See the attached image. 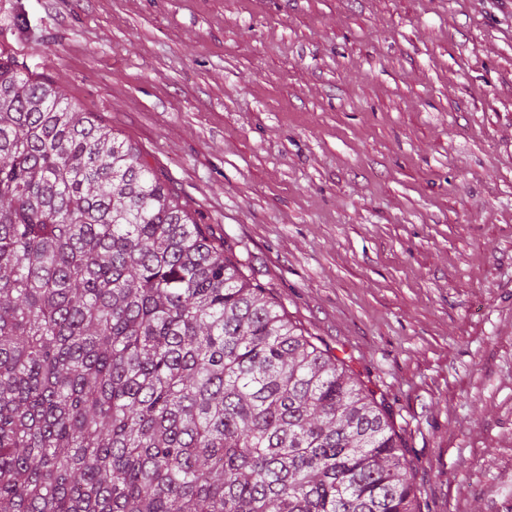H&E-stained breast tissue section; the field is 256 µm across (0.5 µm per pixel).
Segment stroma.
I'll return each mask as SVG.
<instances>
[{"label": "stroma", "mask_w": 512, "mask_h": 512, "mask_svg": "<svg viewBox=\"0 0 512 512\" xmlns=\"http://www.w3.org/2000/svg\"><path fill=\"white\" fill-rule=\"evenodd\" d=\"M387 412L419 512H512V0H0Z\"/></svg>", "instance_id": "35a3bbf8"}]
</instances>
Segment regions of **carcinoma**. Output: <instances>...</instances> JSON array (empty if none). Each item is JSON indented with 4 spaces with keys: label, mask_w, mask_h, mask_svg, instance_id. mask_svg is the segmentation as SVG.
Instances as JSON below:
<instances>
[{
    "label": "carcinoma",
    "mask_w": 512,
    "mask_h": 512,
    "mask_svg": "<svg viewBox=\"0 0 512 512\" xmlns=\"http://www.w3.org/2000/svg\"><path fill=\"white\" fill-rule=\"evenodd\" d=\"M386 412L0 44V512H417Z\"/></svg>",
    "instance_id": "obj_1"
}]
</instances>
